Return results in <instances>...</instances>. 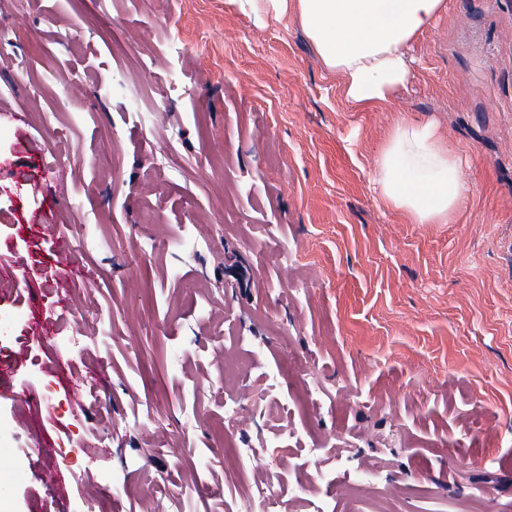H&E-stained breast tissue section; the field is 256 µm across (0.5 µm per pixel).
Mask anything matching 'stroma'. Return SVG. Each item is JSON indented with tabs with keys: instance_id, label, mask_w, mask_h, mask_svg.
<instances>
[{
	"instance_id": "obj_1",
	"label": "stroma",
	"mask_w": 512,
	"mask_h": 512,
	"mask_svg": "<svg viewBox=\"0 0 512 512\" xmlns=\"http://www.w3.org/2000/svg\"><path fill=\"white\" fill-rule=\"evenodd\" d=\"M406 60L409 80L359 109L294 11L260 22L230 0H0V316L13 320L0 512L105 498L161 512L171 496L238 512L228 397L253 446L270 431L261 406L287 407L279 512H370L343 487L340 448L381 470L374 495L401 512H458L473 496L512 512V0H443ZM73 80L87 111L66 106ZM404 118L465 161L472 192L450 223H409L375 190ZM50 166L66 173L59 200ZM50 223L96 248H59ZM144 237L167 246L137 253ZM243 265L252 287L235 280ZM65 266L78 277L59 289ZM71 336L87 339L80 357ZM239 336L264 351L214 393ZM292 360L328 407L300 408L291 377L265 383L262 367ZM147 406L163 427L133 424ZM312 440L326 445L316 460ZM52 467L64 492L42 478Z\"/></svg>"
}]
</instances>
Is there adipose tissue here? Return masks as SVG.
Instances as JSON below:
<instances>
[{"instance_id": "obj_1", "label": "adipose tissue", "mask_w": 512, "mask_h": 512, "mask_svg": "<svg viewBox=\"0 0 512 512\" xmlns=\"http://www.w3.org/2000/svg\"><path fill=\"white\" fill-rule=\"evenodd\" d=\"M256 20L296 11L344 94L366 106L409 79L405 50L433 23L443 0H233ZM381 198L414 224L449 223L469 188L456 154L428 123L398 122L374 166Z\"/></svg>"}]
</instances>
